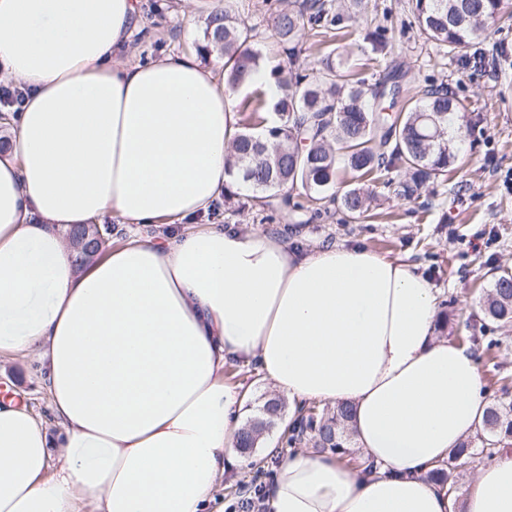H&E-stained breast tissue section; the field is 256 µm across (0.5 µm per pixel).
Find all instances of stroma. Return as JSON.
Here are the masks:
<instances>
[{
  "label": "stroma",
  "instance_id": "1",
  "mask_svg": "<svg viewBox=\"0 0 512 512\" xmlns=\"http://www.w3.org/2000/svg\"><path fill=\"white\" fill-rule=\"evenodd\" d=\"M336 22L330 32L343 56L357 65L360 78L374 85L392 70L400 77L399 100L444 85L465 107L454 118V150L462 161L436 176L414 200L400 198L382 182H368L380 197L368 219L341 223L339 214L312 217L304 210L302 188L270 193L265 204L241 195L230 206L216 204L203 216L206 224H234L249 232L287 235L309 250L318 246L361 245L387 257L415 265L430 280L439 299L447 300L450 324L446 339L468 336L481 315V298L491 288L493 267L512 270V19L496 20L479 51L448 58L444 49L427 41L416 27L408 0H368L363 14H352L347 0H330ZM142 26L132 37L129 56L147 62L167 54L195 51L203 38L206 13L189 0H141ZM242 19L258 29L255 44L263 65L280 60L271 21L262 0H243ZM386 32L390 53L371 60L361 34ZM492 60L495 71L477 65L476 56ZM488 335L499 338L493 360L480 364L490 391L500 375H512V327L489 323ZM226 381L246 396L244 417H252L276 390L255 365L226 363ZM12 393L42 419L50 434L59 428L50 412L36 355L0 361V397ZM252 463L225 480L217 492L225 506H235L254 485H265L275 463L253 449Z\"/></svg>",
  "mask_w": 512,
  "mask_h": 512
}]
</instances>
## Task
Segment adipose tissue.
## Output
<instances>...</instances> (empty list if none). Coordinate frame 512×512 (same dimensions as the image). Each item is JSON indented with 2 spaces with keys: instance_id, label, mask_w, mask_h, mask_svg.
<instances>
[{
  "instance_id": "1",
  "label": "adipose tissue",
  "mask_w": 512,
  "mask_h": 512,
  "mask_svg": "<svg viewBox=\"0 0 512 512\" xmlns=\"http://www.w3.org/2000/svg\"><path fill=\"white\" fill-rule=\"evenodd\" d=\"M139 3L0 0V75L24 95L0 150V358L37 354L62 428L0 402V512H223L248 462L232 358L295 404L350 403L374 464L294 449L270 512H512L511 448L462 489L430 477L489 401L423 273L196 224L233 179L242 95L193 53L129 61ZM112 217L147 231L77 265L64 231Z\"/></svg>"
}]
</instances>
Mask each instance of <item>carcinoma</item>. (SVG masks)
Returning a JSON list of instances; mask_svg holds the SVG:
<instances>
[{
	"label": "carcinoma",
	"instance_id": "carcinoma-1",
	"mask_svg": "<svg viewBox=\"0 0 512 512\" xmlns=\"http://www.w3.org/2000/svg\"><path fill=\"white\" fill-rule=\"evenodd\" d=\"M239 0H224V11L208 15L198 55L213 56L224 63V87L235 91L251 79L261 65V55L251 48L256 34L240 18ZM504 0H411V11L424 37L448 50L449 58L464 54L487 38L488 25L497 20ZM271 28L288 64L271 67L270 75L281 96L269 120L262 91L241 102L248 113L233 140L229 163L240 175V185L254 192L282 191L301 186L308 209L318 216L324 203H336L346 220L368 211L369 195L362 187L335 191L339 174L347 171L360 181L381 170L404 173L399 194L410 199L430 179L448 171L457 156L448 138V121L465 107L448 89L431 88L423 96L411 97L400 111L375 112L367 105L368 95L383 99L396 96L397 87L387 86L390 75L372 93L365 81L356 80L342 59L329 52L320 69L308 77L301 74L298 46L309 32L321 33L331 25L320 0H288V7H269ZM363 40L382 54L391 48L379 32L367 31ZM484 321L467 340L481 348L479 358H491L498 340L484 335L486 322L501 327L512 325V273L496 274L483 299ZM482 432L493 444L512 440V402L490 399ZM284 404L266 400L259 415L242 428L239 447H256L261 437L283 417ZM351 406H303L285 428L283 439L290 448L310 444L341 456L352 453ZM477 453L467 443L453 450L448 459L431 472V477L451 489L457 488V472L474 463Z\"/></svg>",
	"mask_w": 512,
	"mask_h": 512
}]
</instances>
